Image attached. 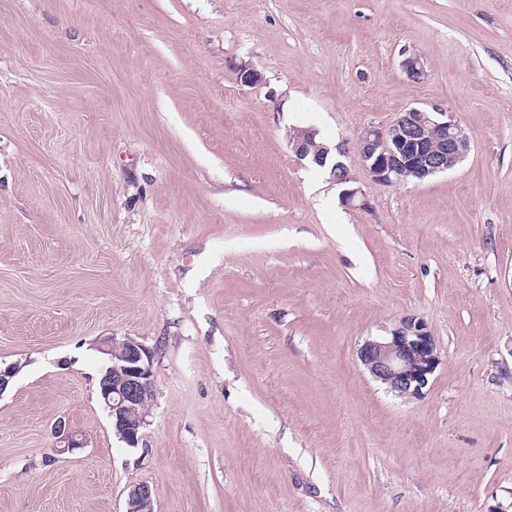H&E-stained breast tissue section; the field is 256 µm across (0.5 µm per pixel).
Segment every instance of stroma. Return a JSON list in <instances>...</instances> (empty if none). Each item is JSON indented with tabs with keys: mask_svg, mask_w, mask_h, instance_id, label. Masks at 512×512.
<instances>
[{
	"mask_svg": "<svg viewBox=\"0 0 512 512\" xmlns=\"http://www.w3.org/2000/svg\"><path fill=\"white\" fill-rule=\"evenodd\" d=\"M412 107L467 155L364 208L288 144ZM408 315L407 403L357 350ZM109 336L153 353L135 448ZM0 367V512H512V0H0ZM357 355L376 381L407 401L425 397L440 363L434 336L414 316L403 317L386 336L366 339ZM152 490L148 484L142 483L133 486L128 492L125 512H153Z\"/></svg>",
	"mask_w": 512,
	"mask_h": 512,
	"instance_id": "35a3bbf8",
	"label": "stroma"
}]
</instances>
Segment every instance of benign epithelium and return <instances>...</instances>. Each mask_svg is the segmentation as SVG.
Segmentation results:
<instances>
[{"instance_id": "1", "label": "benign epithelium", "mask_w": 512, "mask_h": 512, "mask_svg": "<svg viewBox=\"0 0 512 512\" xmlns=\"http://www.w3.org/2000/svg\"><path fill=\"white\" fill-rule=\"evenodd\" d=\"M401 66L407 78L419 82L426 76L423 57L412 53ZM316 131L299 129L289 144L301 160L321 167L326 165L329 149L313 148ZM469 139L454 117L439 109L412 107L398 113L386 127L367 126L356 141V162L367 178L382 186L402 183V176L413 172L421 179L445 173L465 157ZM343 157L331 172L336 185L343 187L342 202L350 205L360 190L352 187L356 178L343 176L350 158L346 144L336 146ZM103 352L112 356V367L101 379L100 395L112 428L128 446L135 448L142 439L149 414L147 397L153 394L152 360L148 350L131 338L109 337ZM370 375L396 396L407 401L421 400L440 363L435 338L427 325L414 316H405L386 336L365 340L357 351ZM58 442L70 450L84 447V441L66 425L58 422ZM126 512H154L152 490L142 483L128 492Z\"/></svg>"}]
</instances>
